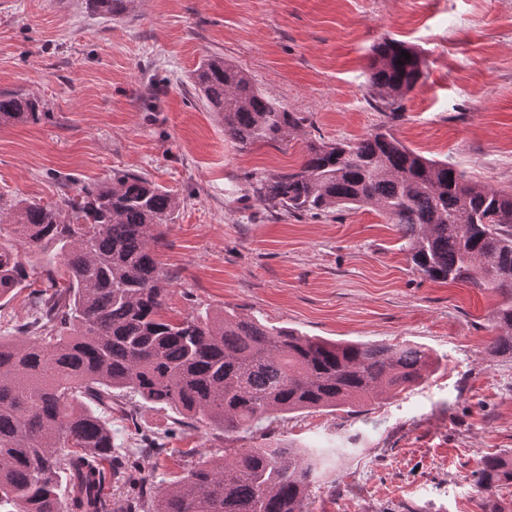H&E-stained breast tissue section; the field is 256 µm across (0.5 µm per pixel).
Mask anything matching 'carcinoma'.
<instances>
[{
  "instance_id": "1",
  "label": "carcinoma",
  "mask_w": 512,
  "mask_h": 512,
  "mask_svg": "<svg viewBox=\"0 0 512 512\" xmlns=\"http://www.w3.org/2000/svg\"><path fill=\"white\" fill-rule=\"evenodd\" d=\"M134 0H89L116 16ZM408 52L410 59L402 57ZM423 61L405 42L372 49L370 97L395 112ZM193 84L246 147L288 139L303 118L269 99L236 66L211 55ZM42 102L0 93L1 123H38ZM265 210L297 216L370 207L393 224L412 266L439 283L502 293L489 350L512 355V193L464 178L394 133L356 143L311 140L299 168L251 178ZM181 199L147 177L116 172L55 205L0 195V300L31 289V317L0 336V512H305L325 455L260 435L249 448L199 462L155 485L112 447V393H134L224 431L273 414L360 405L430 375V352L410 344L336 342L207 312L172 320L156 249ZM41 269V281L32 279ZM126 505L103 492L106 476ZM485 491L512 484V456L473 474Z\"/></svg>"
}]
</instances>
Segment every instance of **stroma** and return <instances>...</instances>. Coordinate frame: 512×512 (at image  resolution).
<instances>
[{"label":"stroma","mask_w":512,"mask_h":512,"mask_svg":"<svg viewBox=\"0 0 512 512\" xmlns=\"http://www.w3.org/2000/svg\"><path fill=\"white\" fill-rule=\"evenodd\" d=\"M391 38L424 59L395 113L368 90L372 47ZM210 55L303 117L298 133L246 148L225 138L191 81ZM0 92L37 95L47 110L36 124H0L1 196L50 204L130 171L182 199L157 250L168 317L235 310L437 359L406 391L262 423L296 448L336 447L309 512H481L487 499L512 512L511 491H477L471 477L483 457L512 455V357L489 352L501 295L423 277L372 208L276 215L249 185L298 168L310 140L386 127L466 179L511 190L512 0H136L117 17L88 0H8ZM115 400L165 438L164 454L140 457L157 484L254 443L126 392Z\"/></svg>","instance_id":"1"}]
</instances>
